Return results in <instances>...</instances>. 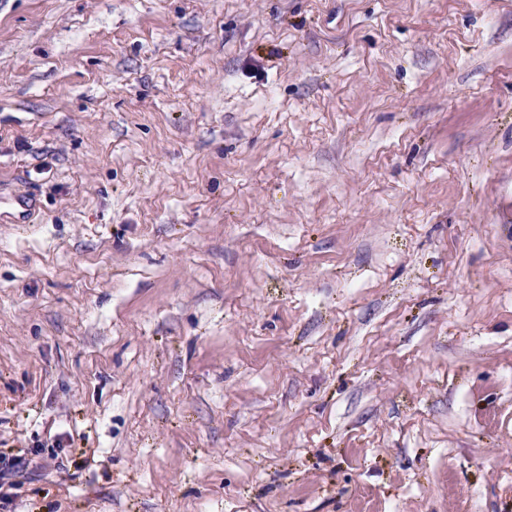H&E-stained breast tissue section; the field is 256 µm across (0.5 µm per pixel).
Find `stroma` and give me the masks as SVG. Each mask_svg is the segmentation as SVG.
Returning a JSON list of instances; mask_svg holds the SVG:
<instances>
[{"instance_id": "1", "label": "stroma", "mask_w": 512, "mask_h": 512, "mask_svg": "<svg viewBox=\"0 0 512 512\" xmlns=\"http://www.w3.org/2000/svg\"><path fill=\"white\" fill-rule=\"evenodd\" d=\"M0 512H512V0H0ZM37 210L34 198L26 193H15L0 202V221L8 224H30Z\"/></svg>"}]
</instances>
